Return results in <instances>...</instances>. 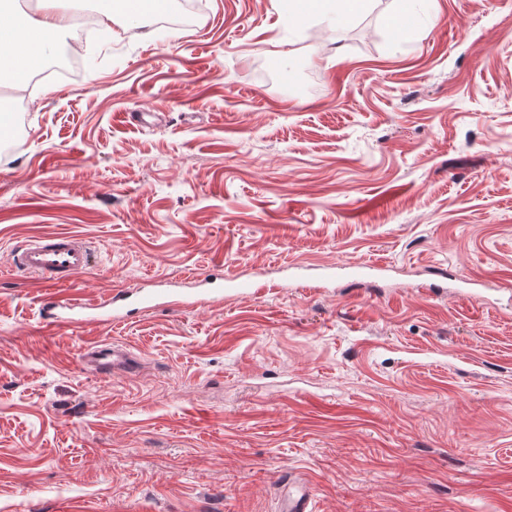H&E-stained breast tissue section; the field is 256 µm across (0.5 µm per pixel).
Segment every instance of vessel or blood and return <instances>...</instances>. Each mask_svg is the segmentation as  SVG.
<instances>
[{"label": "vessel or blood", "instance_id": "1", "mask_svg": "<svg viewBox=\"0 0 512 512\" xmlns=\"http://www.w3.org/2000/svg\"><path fill=\"white\" fill-rule=\"evenodd\" d=\"M92 258L93 251L84 238L62 233L30 237L12 255L16 269L53 284L91 269ZM130 314L129 292L122 288L94 303L60 299L47 302L41 310L46 325L56 328L89 322L109 325ZM84 363L95 372L112 375L131 370L135 361L123 346L92 343L84 350ZM311 502L312 488L305 477L291 473L280 481L277 512H311Z\"/></svg>", "mask_w": 512, "mask_h": 512}]
</instances>
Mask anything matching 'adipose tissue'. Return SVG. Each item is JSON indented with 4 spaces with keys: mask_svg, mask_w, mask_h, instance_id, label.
Listing matches in <instances>:
<instances>
[{
    "mask_svg": "<svg viewBox=\"0 0 512 512\" xmlns=\"http://www.w3.org/2000/svg\"><path fill=\"white\" fill-rule=\"evenodd\" d=\"M366 0H289L291 11L300 17L313 15L338 22L362 10ZM14 0H0V71L6 72L19 90L39 99L40 91L30 90L32 72L54 50L61 33L72 26V15L62 0H35L34 8L23 16L13 11ZM101 23L114 16L126 18L134 35H143L153 10L144 0H100Z\"/></svg>",
    "mask_w": 512,
    "mask_h": 512,
    "instance_id": "ef3b65f1",
    "label": "adipose tissue"
}]
</instances>
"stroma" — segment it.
<instances>
[{
    "mask_svg": "<svg viewBox=\"0 0 512 512\" xmlns=\"http://www.w3.org/2000/svg\"><path fill=\"white\" fill-rule=\"evenodd\" d=\"M198 3L163 41L67 31L65 74L13 115L0 512H276L287 471L313 512H512V0H368L337 26ZM55 232L95 266L13 270ZM360 262V287L330 270ZM217 272L249 293L40 318ZM93 342L138 369L89 370ZM92 258L93 250L84 238L62 233L32 236L12 255L17 270L53 284L91 269ZM129 291L122 288L112 290L105 298L95 303H82L76 299H60L47 302L41 310V318L48 326L70 327L74 324L96 322L112 325L130 317Z\"/></svg>",
    "mask_w": 512,
    "mask_h": 512,
    "instance_id": "1",
    "label": "stroma"
}]
</instances>
